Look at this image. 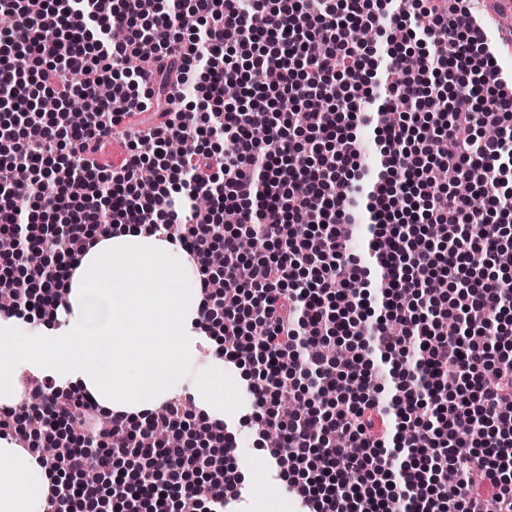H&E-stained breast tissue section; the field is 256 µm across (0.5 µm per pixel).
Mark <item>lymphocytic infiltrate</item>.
<instances>
[{"label": "lymphocytic infiltrate", "mask_w": 512, "mask_h": 512, "mask_svg": "<svg viewBox=\"0 0 512 512\" xmlns=\"http://www.w3.org/2000/svg\"><path fill=\"white\" fill-rule=\"evenodd\" d=\"M0 0V86L15 95L0 117V237L15 239L22 278L0 279L17 299L5 313L34 323L64 305L60 286L77 267L72 243L92 247L117 224L181 244L199 271L200 323L217 355L249 367L257 441L278 430L273 458L289 455L290 487L306 512H512V306L495 274L512 253V87L469 0ZM193 17L189 47L172 32ZM375 31L383 54L359 43ZM154 51L139 69L125 61L141 42ZM38 63L35 84L11 58ZM415 69L401 68L405 56ZM264 70L262 84L250 72ZM79 83L63 82V73ZM238 82L239 102L224 86ZM193 86L198 103L171 110L163 93ZM118 93L83 122L39 113L34 92L62 102ZM413 107L397 109L400 100ZM289 108H281V101ZM154 110L159 124L126 134L117 167L91 161L124 121ZM373 124L382 171L360 163L358 125ZM452 141L430 153L421 136ZM495 128L497 137L484 135ZM188 142L185 155L168 151ZM448 172L438 184L428 167ZM154 191L140 192L143 170ZM494 185L496 194L484 193ZM369 221L372 268L346 248ZM255 249L241 255L243 234ZM225 266H213L214 243ZM50 265L32 263L33 253ZM233 287L214 290L215 280ZM447 290L431 295L433 280ZM463 318L458 335L442 321ZM391 365L384 391L375 359ZM298 404L282 416V399ZM193 394L154 413L102 421L85 394L31 382L28 407L45 417L37 436L19 434L17 408H0V435L39 455L53 475L47 512L69 498H95L80 483L108 476L112 512H225L245 478L232 458L160 443L161 427L196 428ZM78 422L97 450L52 458L53 425ZM215 483L217 492L161 489L130 475L126 449Z\"/></svg>", "instance_id": "f902f5d3"}]
</instances>
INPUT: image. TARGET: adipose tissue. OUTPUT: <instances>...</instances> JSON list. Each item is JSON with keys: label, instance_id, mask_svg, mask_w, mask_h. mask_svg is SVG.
I'll use <instances>...</instances> for the list:
<instances>
[{"label": "adipose tissue", "instance_id": "ef3b65f1", "mask_svg": "<svg viewBox=\"0 0 512 512\" xmlns=\"http://www.w3.org/2000/svg\"><path fill=\"white\" fill-rule=\"evenodd\" d=\"M195 263L179 245L141 229L99 239L84 254L52 323L0 316V405H14L23 367L93 397L102 415L160 408L196 365L201 294ZM198 407L220 416L224 362L193 385ZM52 478L36 456L0 438V512H44Z\"/></svg>", "mask_w": 512, "mask_h": 512}]
</instances>
